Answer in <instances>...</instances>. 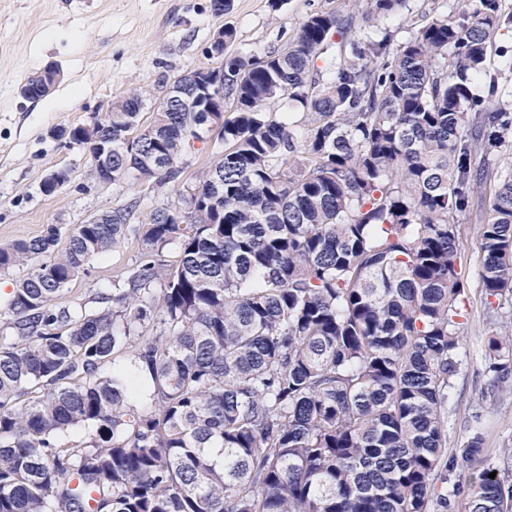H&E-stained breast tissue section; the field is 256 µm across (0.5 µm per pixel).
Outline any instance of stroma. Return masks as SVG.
<instances>
[{"label":"stroma","mask_w":512,"mask_h":512,"mask_svg":"<svg viewBox=\"0 0 512 512\" xmlns=\"http://www.w3.org/2000/svg\"><path fill=\"white\" fill-rule=\"evenodd\" d=\"M476 2L408 0L398 14L376 18L373 25L401 43L427 22ZM355 7L364 11L368 4L232 0L217 15L211 0H0V244L36 237L51 224L65 231L95 213L128 205L132 227H142L155 208L178 203L183 188L195 184L213 160L212 146L198 143L183 154L179 178L165 187L133 178L101 185L89 175L87 154L59 145L50 130L103 117L111 100L134 90L144 92L146 108H153L162 84L206 64V49L219 28L235 30L232 53L262 56L283 49L308 14L327 9L344 15ZM50 62L61 71L59 83L43 98H24L26 77ZM57 168L69 170L68 185L43 195V178ZM494 185L485 179L459 219L457 263L466 286V316L461 364L448 392V446H462L476 424L483 436L478 459L457 462L448 473L462 486L469 473L498 462L512 448V388H490L484 373L491 329L480 281L481 230ZM139 257L133 238L95 256L87 274L70 284L67 302L86 303L111 292Z\"/></svg>","instance_id":"obj_1"}]
</instances>
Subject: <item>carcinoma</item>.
<instances>
[{"label":"carcinoma","mask_w":512,"mask_h":512,"mask_svg":"<svg viewBox=\"0 0 512 512\" xmlns=\"http://www.w3.org/2000/svg\"><path fill=\"white\" fill-rule=\"evenodd\" d=\"M370 13L406 0H370ZM502 0L435 20L392 46L352 37L356 17L308 15L286 52L224 56V157L183 222L132 207L0 245L23 275L0 318V512H512V473L448 485V390L459 369L466 288L459 217L484 166L512 148V108L473 83ZM348 52L328 55L333 33ZM323 67L317 66V61ZM302 105L304 138L272 117ZM183 92L141 119L130 96L99 119L112 181L153 152L171 166L202 132ZM482 227L489 304L512 308V168ZM140 234L141 261L100 307L65 302L89 261ZM179 259L169 264L164 247ZM130 366L108 371L117 355ZM485 373L512 378V332L492 331ZM149 391L137 406L142 381ZM483 451L474 430L455 456ZM496 477L489 478L490 473Z\"/></svg>","instance_id":"1"}]
</instances>
